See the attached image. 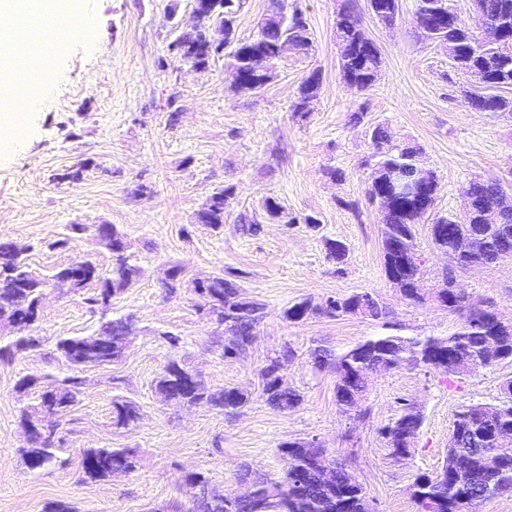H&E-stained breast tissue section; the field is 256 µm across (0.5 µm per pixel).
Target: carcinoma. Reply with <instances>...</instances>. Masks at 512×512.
Returning a JSON list of instances; mask_svg holds the SVG:
<instances>
[{"label":"carcinoma","mask_w":512,"mask_h":512,"mask_svg":"<svg viewBox=\"0 0 512 512\" xmlns=\"http://www.w3.org/2000/svg\"><path fill=\"white\" fill-rule=\"evenodd\" d=\"M216 11L224 14V44H212L200 31L183 40L174 38L168 45L172 58L188 62L199 70L208 68L210 60L224 56L225 66L244 77L242 92L262 88L251 79L250 62L261 55L271 64L279 58V47L286 41L296 43L298 51L309 53L312 38L303 13L287 5L285 0H272L268 17L264 18L259 34L251 40L236 36L235 23L242 0H211ZM476 20L470 24L461 17L441 26L429 25V20L456 13L450 0H417L413 24L419 36L427 41L459 47V53L449 57L451 67L481 82L464 91L468 107L476 112L512 113V53L501 52L498 41L512 40V0H475ZM334 37L339 47V69L344 84L358 94L367 91L376 81L382 66L378 47L363 31L361 18L347 7L339 12L334 23ZM322 82L321 73L314 70L299 87L294 111L304 112L310 100L317 96ZM374 160L369 199L379 204L380 221L384 225L382 254L384 271L389 282L400 280V291L406 299L420 303L426 300L420 287L422 262L399 266L397 258L418 255L415 225L420 223L432 205V200L397 199L384 203L377 198L381 184L392 168L410 170L417 164V148L391 144L388 129L377 125L369 130ZM232 192L222 189L208 200V206L198 213V221L212 229L224 226V216ZM467 207L459 217H439L431 224V239L436 248L448 253L455 266L441 274L432 297L449 311L460 313L471 322L470 327H457L446 336L410 337L401 334L400 324L390 319L386 307L368 303V293H354L334 298V306L308 304L302 300L283 313L286 321L300 323L314 317L361 316L380 323L381 332L336 353L322 346L310 349L309 358L317 371L336 374V404L346 414H362L358 405L368 391L367 375L381 369L403 365L425 366L445 375L456 374L454 363L466 356L486 369L512 359V321H505L493 308L478 304L466 295H458L452 283L456 270L463 266L488 265L505 253L512 255V204L498 196V184L473 181L466 190ZM498 209L501 223H484L485 212ZM100 242L108 246L115 257L112 276H103L89 260L72 264L47 275L28 269L21 251L10 241H0V323L24 321L36 316L43 291L60 278L74 284L73 292L83 295L89 309L107 311L106 302L131 286L139 275L129 263L124 235L110 227ZM327 256L337 265L345 262L347 249L339 241H325ZM197 305L208 311L223 326L224 357L233 358L246 350L264 317V305L245 296L240 285L225 275H217L194 285ZM138 323L127 318L101 320L96 332L87 336L58 341L57 351L72 366L84 370L98 362L119 359L126 349ZM39 340L32 336L11 339L0 336V358H8L17 350L33 347ZM292 354L284 346L269 356L260 373L259 396L271 407L288 412L299 407L303 395L288 386L279 388L277 368ZM185 364L171 360L155 381L160 399L168 398L178 380L188 375ZM83 379L76 375L63 377L25 376L17 383L18 391L37 390L38 402L20 411L23 427L40 432L36 446L22 449V456L32 470L41 469L56 458L59 448L51 431H44L41 416L62 411L81 394ZM253 393L237 387L212 391L205 384L184 392L180 403L187 406H207L233 414L245 408ZM139 419L136 406L124 399L112 405V423L120 428L135 424ZM423 416L415 413L411 403L400 404L396 417L382 429V435L392 454H411ZM512 433V392L501 393L494 403H471L458 410L450 432V448L443 465L430 473L418 474L410 487V496L417 512H458L464 501L482 503L500 496H512V443L502 441L504 432ZM285 462L283 479L273 480L244 469L240 480L252 487V500L219 495L209 487L201 473L186 477L193 490L192 506L185 509L174 505L169 512H367L368 497L364 487L349 471L344 461L328 458L332 475L324 478L317 457L318 448H303L298 441L279 445ZM82 467L92 479L109 477L118 469L131 471L136 456L126 448H85ZM494 457L497 465L490 468L487 459Z\"/></svg>","instance_id":"carcinoma-1"}]
</instances>
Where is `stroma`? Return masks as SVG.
<instances>
[{
    "label": "stroma",
    "mask_w": 512,
    "mask_h": 512,
    "mask_svg": "<svg viewBox=\"0 0 512 512\" xmlns=\"http://www.w3.org/2000/svg\"><path fill=\"white\" fill-rule=\"evenodd\" d=\"M309 23V53L286 52L275 78L255 93L236 90L223 58L207 70L167 58L177 26L191 24L193 0H82L93 20L90 36L48 50L49 65L12 144L0 148V239L21 249L39 274L89 260L112 272V252L73 224H112L123 233L131 264L141 275L112 298L109 315H133L140 332L123 356L84 371L78 403L43 417L61 441L56 460L30 469L20 450L26 434L20 409L35 393H20L25 375L70 374L56 350L63 336L92 333L98 317L81 296L48 290L34 324L17 328L38 346L0 359V512H47L56 501L73 512H162L189 504L187 474L201 472L220 494H239L242 466L276 479L284 471L278 446L317 440L346 461L376 512H416L409 487L417 473L440 467L456 412L492 403L512 377V361L466 376H444L404 366L373 373L359 418L339 410L336 377L314 371L308 353L321 345L344 351L379 332L359 316L284 319L293 303L319 304L331 296L375 293L410 336H441L462 321L436 301L403 299L384 272L382 225L367 195L371 169L368 131L382 125L393 143L419 150V162L439 182L431 210L416 226L423 285L431 288L449 258L435 248L430 226L460 214L471 181L500 180L512 195V116L475 112L453 87H471L454 71L446 47L420 40L412 24L417 0H398L393 24L377 21L367 0H299ZM350 6L367 38L381 52L376 82L352 93L340 78L333 36L336 14ZM320 71L322 87L309 113L295 115L299 86ZM338 178H331L330 170ZM79 180H71L73 171ZM149 192L137 198L138 185ZM232 188L228 209L259 217L246 232L232 220L211 230L196 214L216 191ZM275 199L285 219L265 217ZM316 226L304 224L306 216ZM65 247H56L58 239ZM347 247L343 267L326 257L325 242ZM185 269L183 288L169 291L170 266ZM237 276L244 293L263 303L265 317L254 344L224 358V337L214 319L199 312L192 281ZM462 291L512 320V257L459 272ZM181 336L172 348L161 335ZM294 355L283 371L304 401L283 413L257 397L258 375L281 347ZM171 360L183 362L211 390L239 387L254 397L239 413L160 401L154 381ZM133 402L139 420L112 423V401ZM417 404L423 423L407 460H397L381 435L400 401ZM85 448L136 451L135 470L88 479L80 464Z\"/></svg>",
    "instance_id": "stroma-1"
}]
</instances>
